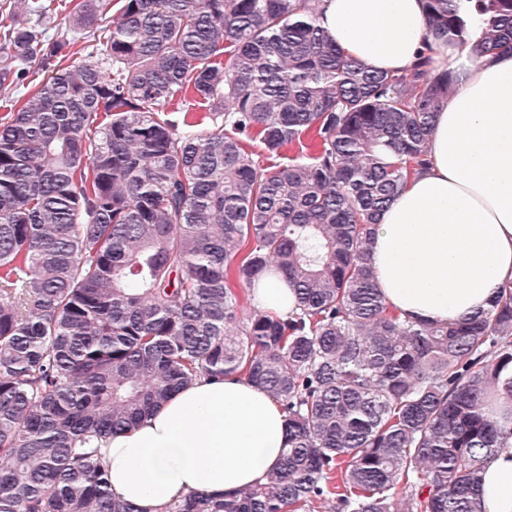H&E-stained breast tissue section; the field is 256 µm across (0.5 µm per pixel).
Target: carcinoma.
Wrapping results in <instances>:
<instances>
[{"label":"carcinoma","instance_id":"1","mask_svg":"<svg viewBox=\"0 0 512 512\" xmlns=\"http://www.w3.org/2000/svg\"><path fill=\"white\" fill-rule=\"evenodd\" d=\"M467 2L480 50L512 51V0ZM56 3L0 4V89L54 70L0 117V512H142L90 441L236 374L281 402V462L163 512L333 495L336 512H482L484 466L512 446V408L491 412L512 405V287L459 322L414 321L370 263L454 77L426 52L370 69L314 0H79L61 30ZM460 3L425 0L432 37L466 33ZM80 39L102 50L64 66ZM270 271L287 316L252 305Z\"/></svg>","mask_w":512,"mask_h":512}]
</instances>
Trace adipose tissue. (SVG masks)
<instances>
[{
  "instance_id": "ef3b65f1",
  "label": "adipose tissue",
  "mask_w": 512,
  "mask_h": 512,
  "mask_svg": "<svg viewBox=\"0 0 512 512\" xmlns=\"http://www.w3.org/2000/svg\"><path fill=\"white\" fill-rule=\"evenodd\" d=\"M318 20L366 66L399 72L431 46L456 76L436 112L429 166L377 217L371 264L387 307L453 322L512 283V52L481 54L480 26L428 42L424 0H320ZM288 446L282 405L245 379L201 378L101 446L113 494L141 512L192 491L216 498L263 483ZM484 512H512V447L484 472Z\"/></svg>"
}]
</instances>
